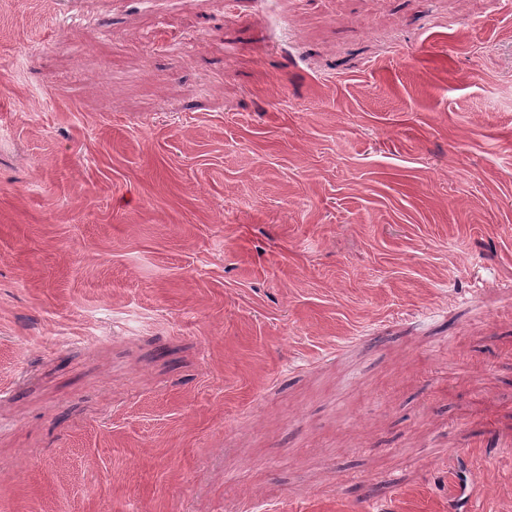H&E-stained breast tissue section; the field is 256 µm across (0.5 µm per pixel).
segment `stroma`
<instances>
[{
  "label": "stroma",
  "instance_id": "35a3bbf8",
  "mask_svg": "<svg viewBox=\"0 0 512 512\" xmlns=\"http://www.w3.org/2000/svg\"><path fill=\"white\" fill-rule=\"evenodd\" d=\"M0 0V512H512V0Z\"/></svg>",
  "mask_w": 512,
  "mask_h": 512
}]
</instances>
